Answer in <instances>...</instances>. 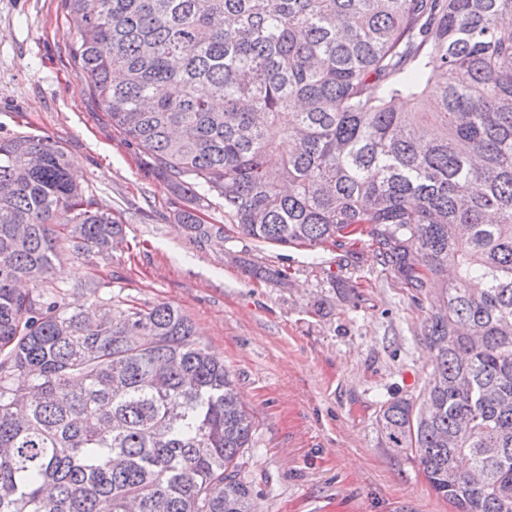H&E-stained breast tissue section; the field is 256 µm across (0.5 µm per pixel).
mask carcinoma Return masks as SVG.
Wrapping results in <instances>:
<instances>
[{"instance_id": "1", "label": "carcinoma", "mask_w": 512, "mask_h": 512, "mask_svg": "<svg viewBox=\"0 0 512 512\" xmlns=\"http://www.w3.org/2000/svg\"><path fill=\"white\" fill-rule=\"evenodd\" d=\"M64 4L73 65L197 243L366 236L409 291L441 281L431 377L381 432L456 512H512V0ZM123 232L62 146L0 139V512H251L253 417L190 318L45 287Z\"/></svg>"}]
</instances>
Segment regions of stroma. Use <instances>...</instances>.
I'll return each instance as SVG.
<instances>
[{
  "label": "stroma",
  "instance_id": "1",
  "mask_svg": "<svg viewBox=\"0 0 512 512\" xmlns=\"http://www.w3.org/2000/svg\"><path fill=\"white\" fill-rule=\"evenodd\" d=\"M75 40L64 0H0V138L57 142L125 228L111 255L64 252L49 287L73 309L133 298L193 320L254 418L241 475L258 512H454L377 424L385 402L417 398L429 380L433 287L412 297L364 238L314 250L244 237L197 244L175 221L167 184L147 174L73 68ZM249 262L282 276L254 278Z\"/></svg>",
  "mask_w": 512,
  "mask_h": 512
}]
</instances>
